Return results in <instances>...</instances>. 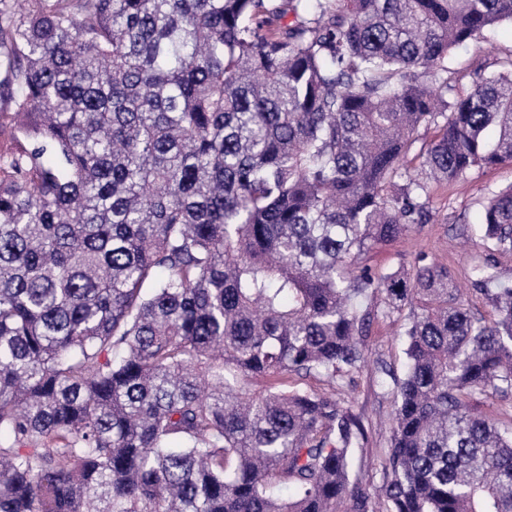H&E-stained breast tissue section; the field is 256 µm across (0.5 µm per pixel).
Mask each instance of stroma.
I'll return each mask as SVG.
<instances>
[{"label":"stroma","mask_w":512,"mask_h":512,"mask_svg":"<svg viewBox=\"0 0 512 512\" xmlns=\"http://www.w3.org/2000/svg\"><path fill=\"white\" fill-rule=\"evenodd\" d=\"M511 60L512 22L505 21L452 50L447 65L457 90L462 91L476 73L500 72ZM511 185L512 164L505 163L492 168H473L451 185L431 186L434 223L417 225L410 234L396 241L373 245L360 257V265L374 273L386 274L410 267L417 255L427 254L429 260L448 267L463 298L471 299L485 317H492L491 306L472 293L468 272L473 258L494 249L480 232L486 200ZM402 324V319L396 316L373 320L366 347L369 365L353 374L350 384L340 393L341 399L364 418L368 441L356 453V469L375 487L381 483L378 449L390 434L393 407L377 383L372 363L381 358L395 368H402L405 359L400 336Z\"/></svg>","instance_id":"35a3bbf8"}]
</instances>
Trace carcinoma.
<instances>
[{"mask_svg":"<svg viewBox=\"0 0 512 512\" xmlns=\"http://www.w3.org/2000/svg\"><path fill=\"white\" fill-rule=\"evenodd\" d=\"M512 0H0V512H512V280L420 254L429 182L512 163ZM435 138L416 147L419 130ZM421 176L405 172L410 154ZM512 254V185L484 207ZM404 314L375 493L331 395ZM289 490L283 496L280 487ZM512 58V22L504 21L448 54V71L456 80L457 92L465 90L476 73L503 71Z\"/></svg>","mask_w":512,"mask_h":512,"instance_id":"obj_1","label":"carcinoma"}]
</instances>
